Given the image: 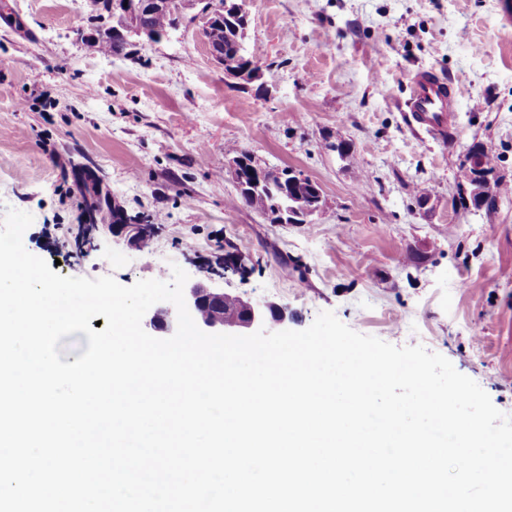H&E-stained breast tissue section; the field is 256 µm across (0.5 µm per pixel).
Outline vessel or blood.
I'll use <instances>...</instances> for the list:
<instances>
[{"label": "vessel or blood", "mask_w": 512, "mask_h": 512, "mask_svg": "<svg viewBox=\"0 0 512 512\" xmlns=\"http://www.w3.org/2000/svg\"><path fill=\"white\" fill-rule=\"evenodd\" d=\"M463 96L459 84L448 81L432 69L417 71L403 117L410 129H423L443 139L458 131L456 105Z\"/></svg>", "instance_id": "1"}]
</instances>
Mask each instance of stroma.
<instances>
[{"label":"stroma","mask_w":512,"mask_h":512,"mask_svg":"<svg viewBox=\"0 0 512 512\" xmlns=\"http://www.w3.org/2000/svg\"><path fill=\"white\" fill-rule=\"evenodd\" d=\"M260 80L225 79L199 21L132 58L92 54L84 0H0V217L32 214L28 252L68 277L129 286L181 267L287 311H323L423 346L512 416V6L507 0H248ZM462 85L460 135L412 132L410 78ZM66 95H58V87ZM351 145L339 156L337 142ZM495 158L492 214L474 210L467 148ZM248 150L319 183L310 224L236 205L226 166ZM93 165L130 215L163 214L152 254L83 228L71 167ZM427 197L418 207V197ZM189 238L194 250L178 241Z\"/></svg>","instance_id":"stroma-1"}]
</instances>
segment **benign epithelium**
<instances>
[{"instance_id": "7a95c632", "label": "benign epithelium", "mask_w": 512, "mask_h": 512, "mask_svg": "<svg viewBox=\"0 0 512 512\" xmlns=\"http://www.w3.org/2000/svg\"><path fill=\"white\" fill-rule=\"evenodd\" d=\"M179 10L195 9L202 20L222 14L223 5L218 0H178ZM109 13H120L127 19L123 38L133 37L136 44L151 43L156 36L138 24L137 16L142 12L140 0H111L107 4ZM230 172L236 186L248 180L259 187L264 183L278 180L281 185V195L289 201L282 205L274 203L273 212L268 217L276 219L279 224H309L312 217L321 212L324 206L323 194L320 191L307 195L304 189L314 184V180L304 173L289 169L285 172L272 169L253 160L249 163L236 156L229 162ZM466 181L475 187L483 200L492 202L493 191L490 180L482 178L481 167L474 163V153H469L465 165ZM80 180L86 196L95 200L101 199L100 178L87 169H81ZM112 227H117L121 233L134 244L140 242L144 234V225L128 220L125 213L115 211ZM184 297L187 308L194 314L204 309L207 314L197 322V326L209 334L244 335L258 327L271 328L285 321L284 309L274 303L253 304L237 295L232 297V305L225 306L229 293L220 288H214L207 280H197L184 286ZM156 331L171 336L177 329V315L167 307H158L152 317L146 322Z\"/></svg>"}]
</instances>
